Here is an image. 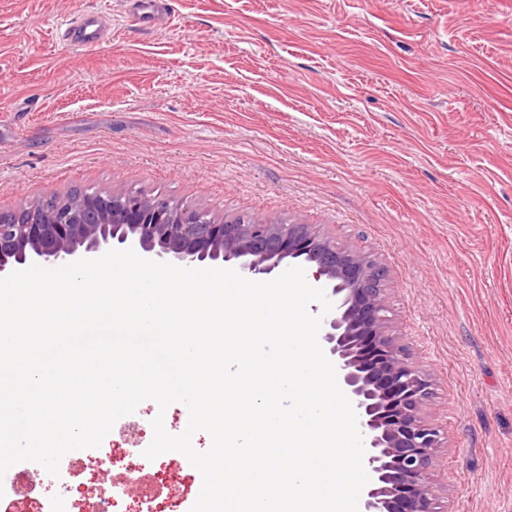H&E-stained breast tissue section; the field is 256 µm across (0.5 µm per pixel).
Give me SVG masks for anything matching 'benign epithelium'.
I'll use <instances>...</instances> for the list:
<instances>
[{
  "label": "benign epithelium",
  "instance_id": "1",
  "mask_svg": "<svg viewBox=\"0 0 512 512\" xmlns=\"http://www.w3.org/2000/svg\"><path fill=\"white\" fill-rule=\"evenodd\" d=\"M126 248L182 267L233 268L257 281L292 266L310 271L313 286L333 303L319 342L364 438L370 481L362 512H437L429 469L445 434L422 413L434 382L391 333L386 270L374 258L337 249L307 224L224 221L207 209L135 191L58 194L51 203L35 198L0 213V277Z\"/></svg>",
  "mask_w": 512,
  "mask_h": 512
}]
</instances>
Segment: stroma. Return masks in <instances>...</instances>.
Returning a JSON list of instances; mask_svg holds the SVG:
<instances>
[{"label": "stroma", "instance_id": "obj_1", "mask_svg": "<svg viewBox=\"0 0 512 512\" xmlns=\"http://www.w3.org/2000/svg\"><path fill=\"white\" fill-rule=\"evenodd\" d=\"M0 0V212L94 187L373 255L431 373L442 512H512V0ZM112 37L77 51L90 10ZM140 403L103 440L178 434ZM62 37L70 45L95 47L104 39V24L98 12H86L74 19H64L59 24Z\"/></svg>", "mask_w": 512, "mask_h": 512}]
</instances>
